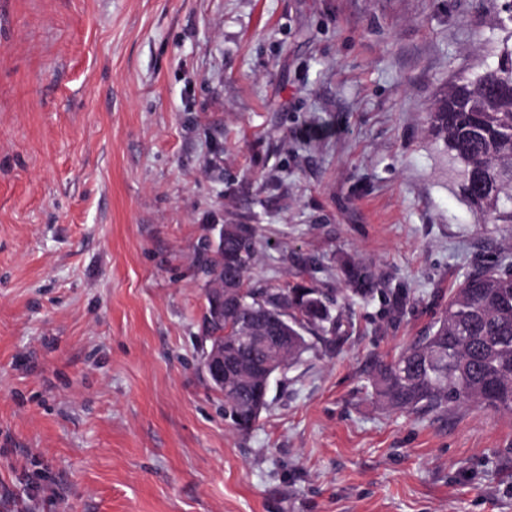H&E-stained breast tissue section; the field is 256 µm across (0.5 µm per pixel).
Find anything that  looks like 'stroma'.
<instances>
[{
	"label": "stroma",
	"mask_w": 512,
	"mask_h": 512,
	"mask_svg": "<svg viewBox=\"0 0 512 512\" xmlns=\"http://www.w3.org/2000/svg\"><path fill=\"white\" fill-rule=\"evenodd\" d=\"M503 0H0V512H512V417L381 410L369 371L512 246L427 116ZM351 306L232 431L199 370L224 225Z\"/></svg>",
	"instance_id": "35a3bbf8"
}]
</instances>
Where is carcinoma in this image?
Masks as SVG:
<instances>
[{
	"mask_svg": "<svg viewBox=\"0 0 512 512\" xmlns=\"http://www.w3.org/2000/svg\"><path fill=\"white\" fill-rule=\"evenodd\" d=\"M434 138L443 143L460 176L459 189L477 221L512 224V46L497 64L448 88L428 115ZM253 231L224 225V248L204 263L203 273L235 280L238 301L224 304V322L212 336L224 343L235 364L224 378V419L238 432L253 429L269 406L255 402L239 366L268 357L243 337L256 324L280 317L288 324L283 371L301 361L309 336L329 342L339 329L340 307L367 301L378 291L371 266L350 262L347 289L330 299L316 288L250 286L256 262ZM371 395L383 410L428 414L449 406L473 405L512 415V266L475 270L448 297L440 317L423 335L389 360L373 363Z\"/></svg>",
	"mask_w": 512,
	"mask_h": 512,
	"instance_id": "carcinoma-1",
	"label": "carcinoma"
}]
</instances>
